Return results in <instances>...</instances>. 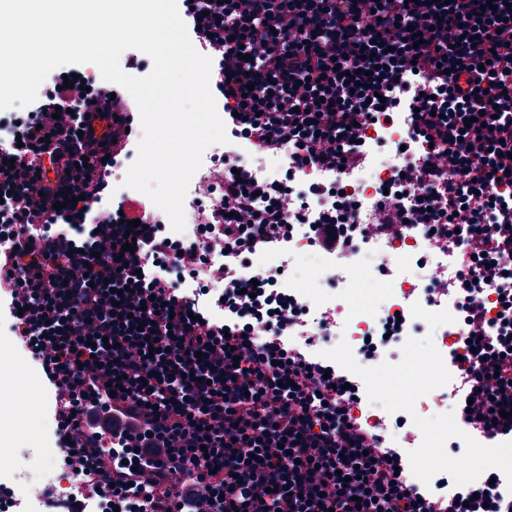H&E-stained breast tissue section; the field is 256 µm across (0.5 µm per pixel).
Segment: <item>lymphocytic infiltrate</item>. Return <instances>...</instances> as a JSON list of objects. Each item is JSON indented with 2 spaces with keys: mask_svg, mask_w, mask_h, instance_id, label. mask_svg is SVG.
<instances>
[{
  "mask_svg": "<svg viewBox=\"0 0 512 512\" xmlns=\"http://www.w3.org/2000/svg\"><path fill=\"white\" fill-rule=\"evenodd\" d=\"M195 49L212 61V93L236 151L281 156L283 177L253 181L232 159L207 223L233 263L209 267L198 241L182 245L153 220L148 197L107 209L110 174L138 127L133 99L88 65L65 66L19 122L0 158V298L11 331L37 357L55 393L56 444L69 500L112 512H512L497 481L453 498L409 488L401 460L380 452L379 427L354 420L355 389L339 366L281 340L312 328L296 304L240 288L248 254L284 251L283 227L302 224L320 252L351 239L425 224L456 244L454 284L497 272L496 313L461 307L482 335L451 391L458 420L491 443L512 441V6L506 0H179ZM75 75L73 87L64 78ZM117 98L122 110L106 112ZM72 109L56 121L57 108ZM405 114L410 161L378 195L381 223L358 203L313 214L311 200L341 173L366 167L362 127ZM308 170L304 200L290 177ZM47 212L42 227L29 222ZM136 249L123 253L125 236ZM224 282V316L203 312L172 278ZM139 417L117 431L113 408Z\"/></svg>",
  "mask_w": 512,
  "mask_h": 512,
  "instance_id": "f902f5d3",
  "label": "lymphocytic infiltrate"
}]
</instances>
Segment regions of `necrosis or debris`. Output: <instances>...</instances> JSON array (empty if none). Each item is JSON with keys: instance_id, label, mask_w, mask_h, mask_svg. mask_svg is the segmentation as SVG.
I'll return each mask as SVG.
<instances>
[{"instance_id": "necrosis-or-debris-1", "label": "necrosis or debris", "mask_w": 512, "mask_h": 512, "mask_svg": "<svg viewBox=\"0 0 512 512\" xmlns=\"http://www.w3.org/2000/svg\"><path fill=\"white\" fill-rule=\"evenodd\" d=\"M403 120L372 125L366 138L371 148L372 162L364 170L345 181L338 197L325 198L320 208L328 209L340 199H370L376 189L390 182L393 174L405 167L407 158L397 151L395 144L404 139ZM288 253L296 259H312L313 285H306L298 277L288 276L277 281L273 289L303 302L311 317L329 308L341 306L347 314L338 325L336 334L351 346L356 361L365 367L382 362H395L394 352L402 348L408 337L421 338L433 334L440 354H447L449 346L458 342L464 326L455 321L429 331L427 324L412 318L413 303L423 304L426 310L456 312L457 307L448 295L428 296L429 280H421L417 273L428 268L429 279H447L453 254L450 248L436 243L422 224L409 225L391 240L368 239L354 246L341 259L314 252L303 225L289 229ZM399 325H392V318ZM447 389L439 387L420 397L414 414L387 413L380 405L360 396L351 404L354 417L377 425L387 434V444L393 448L403 443L419 446L422 433L411 417H431L446 413Z\"/></svg>"}]
</instances>
